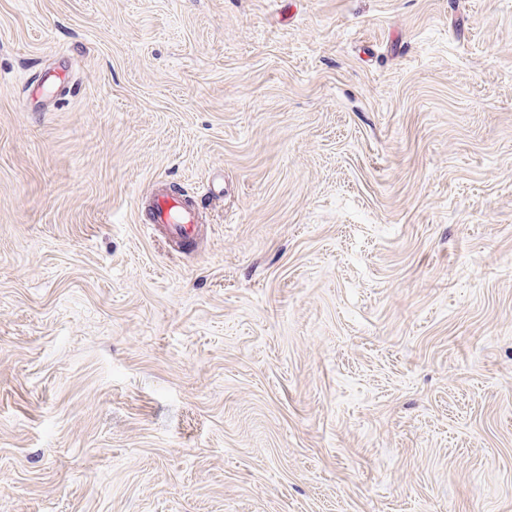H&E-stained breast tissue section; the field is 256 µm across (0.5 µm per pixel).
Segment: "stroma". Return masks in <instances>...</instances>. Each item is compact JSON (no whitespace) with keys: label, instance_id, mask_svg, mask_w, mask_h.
<instances>
[{"label":"stroma","instance_id":"1","mask_svg":"<svg viewBox=\"0 0 512 512\" xmlns=\"http://www.w3.org/2000/svg\"><path fill=\"white\" fill-rule=\"evenodd\" d=\"M0 512H512V0H0ZM200 221L199 208L193 199L173 195L165 189L154 192L150 228L163 227L177 244L190 243L198 236Z\"/></svg>","mask_w":512,"mask_h":512}]
</instances>
